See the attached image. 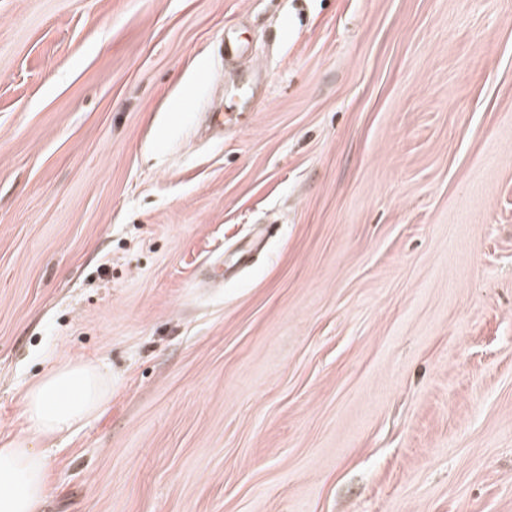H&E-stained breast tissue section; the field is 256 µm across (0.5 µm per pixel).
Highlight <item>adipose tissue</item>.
Masks as SVG:
<instances>
[{
	"label": "adipose tissue",
	"instance_id": "obj_1",
	"mask_svg": "<svg viewBox=\"0 0 512 512\" xmlns=\"http://www.w3.org/2000/svg\"><path fill=\"white\" fill-rule=\"evenodd\" d=\"M111 385L85 361L64 363L21 397L20 415L33 437L71 431L110 397ZM48 492L45 460L24 441L0 448V512H38Z\"/></svg>",
	"mask_w": 512,
	"mask_h": 512
}]
</instances>
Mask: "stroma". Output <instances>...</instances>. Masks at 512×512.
<instances>
[{"instance_id":"1","label":"stroma","mask_w":512,"mask_h":512,"mask_svg":"<svg viewBox=\"0 0 512 512\" xmlns=\"http://www.w3.org/2000/svg\"><path fill=\"white\" fill-rule=\"evenodd\" d=\"M70 360L41 512H512V0H0V446ZM111 385L95 366L67 362L40 377L21 397L20 415L29 436L70 432L110 397Z\"/></svg>"}]
</instances>
